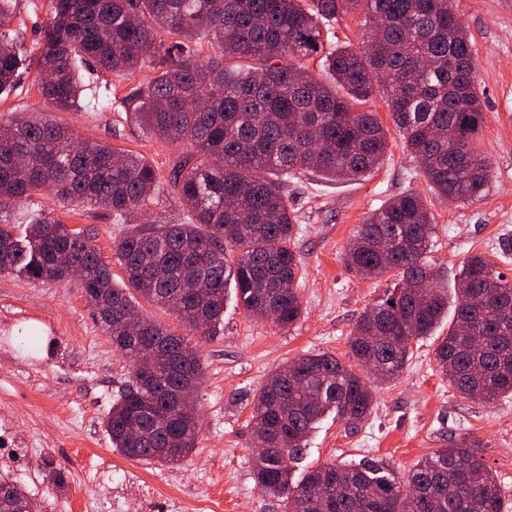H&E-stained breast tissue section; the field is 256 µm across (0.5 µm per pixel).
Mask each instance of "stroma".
<instances>
[{
	"label": "stroma",
	"mask_w": 512,
	"mask_h": 512,
	"mask_svg": "<svg viewBox=\"0 0 512 512\" xmlns=\"http://www.w3.org/2000/svg\"><path fill=\"white\" fill-rule=\"evenodd\" d=\"M476 49L475 84L486 123L475 138L491 176L482 199L456 204L430 196L414 158L405 152L382 96L368 102L389 129L383 163L359 182L335 183L306 172L288 185L298 217L294 249L301 261L302 314L281 328L253 319L227 294L216 335L192 334L176 316L152 304L145 314L197 345L203 378L195 395L201 427L194 451L177 465L131 460L111 448L103 422L127 384L132 364L117 352L101 322L72 283H42L0 276V473L26 488L41 512H283L253 478L252 430L256 391L279 366L301 355L330 352L347 359L349 336L360 315L387 294V277L360 278L344 265V249L368 212L408 190L427 196L434 216L428 255L435 280L452 290L462 262L481 253L512 279V0H451ZM48 22L46 0H16L12 27L34 56ZM149 70L125 78L92 68L83 72L78 108L53 109L40 95L35 70L0 95V122L14 113L48 114L79 138L138 153L169 173L181 153L146 134L115 103L146 84ZM49 213L91 238L115 282L124 273L115 255L130 230L109 211L67 202L46 192L6 210ZM413 342L400 375L375 392L371 414L358 428L325 415L306 441L295 476L326 462L367 460L404 472L449 440L483 442L487 469L512 504V396L484 405L463 399L437 371L435 349L447 336ZM66 472L64 487L52 473Z\"/></svg>",
	"instance_id": "obj_1"
}]
</instances>
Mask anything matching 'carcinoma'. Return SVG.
Segmentation results:
<instances>
[{
    "instance_id": "cac0c4a2",
    "label": "carcinoma",
    "mask_w": 512,
    "mask_h": 512,
    "mask_svg": "<svg viewBox=\"0 0 512 512\" xmlns=\"http://www.w3.org/2000/svg\"><path fill=\"white\" fill-rule=\"evenodd\" d=\"M14 0H0V94L20 80L26 55L7 26ZM39 42L38 89L70 111L83 91L78 64L153 76L122 98L149 134L188 151L168 179L144 157L79 142L47 116L19 112L0 124V213L49 191L100 207L115 224L163 193L188 211L181 223L136 224L115 246L128 287L119 288L89 239L46 215L27 232L0 218V275L76 280L115 350L133 371L112 405L106 432L129 459L176 464L196 447L192 393L202 378L197 347L148 317L127 331L135 295L178 315L200 336L224 317V289L255 318L286 327L301 317L297 217L284 184L303 170L360 181L380 167L387 132L356 106L384 96L405 151L437 197L481 198L490 166L473 137L486 121L474 80L475 48L448 0H48ZM358 43L324 48L322 30L357 8ZM320 54L313 73L301 59ZM434 222L427 200L406 191L368 213L346 248L357 276L394 278L384 299L357 321L347 365L329 352L278 368L254 396V476L284 512H389L411 494L416 512H505V497L478 460L475 440H451L402 474L376 464L327 462L294 480L305 438L334 412L356 427L374 404L373 384L396 378L413 341L431 336L448 308L426 255ZM455 324L435 351L448 386L493 404L512 394V280L481 254L458 274ZM380 364L368 373L366 363ZM24 488L0 474V512H35Z\"/></svg>"
}]
</instances>
